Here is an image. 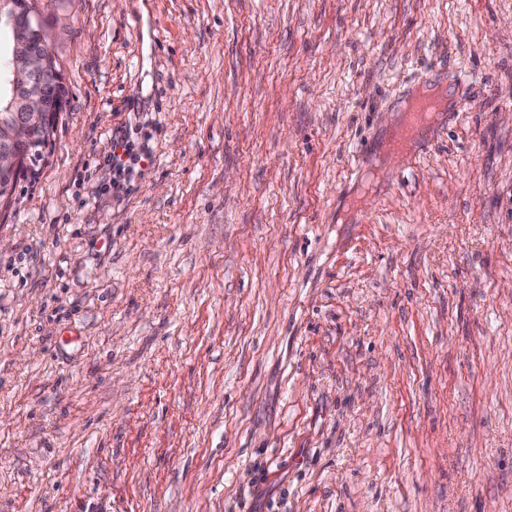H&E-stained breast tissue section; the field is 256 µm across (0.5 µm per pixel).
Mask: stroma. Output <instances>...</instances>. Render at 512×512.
Instances as JSON below:
<instances>
[{
  "label": "stroma",
  "instance_id": "obj_1",
  "mask_svg": "<svg viewBox=\"0 0 512 512\" xmlns=\"http://www.w3.org/2000/svg\"><path fill=\"white\" fill-rule=\"evenodd\" d=\"M0 213V512H512V0H54ZM423 154L353 197L394 109ZM146 154L109 188L113 138ZM444 105V94L441 90H429L421 92L409 104L406 115L400 125L398 133L391 144L392 149L407 146L415 136V133L431 124ZM419 108L420 115L412 118L408 112L415 107Z\"/></svg>",
  "mask_w": 512,
  "mask_h": 512
}]
</instances>
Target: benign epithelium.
<instances>
[{"label": "benign epithelium", "mask_w": 512, "mask_h": 512, "mask_svg": "<svg viewBox=\"0 0 512 512\" xmlns=\"http://www.w3.org/2000/svg\"><path fill=\"white\" fill-rule=\"evenodd\" d=\"M43 0H10V8L0 17L12 31L14 45L4 72L12 76L14 120L0 139V176L14 177L25 166L45 156L50 141L41 139L53 128V115L63 103L64 80L47 49L43 26Z\"/></svg>", "instance_id": "1"}]
</instances>
